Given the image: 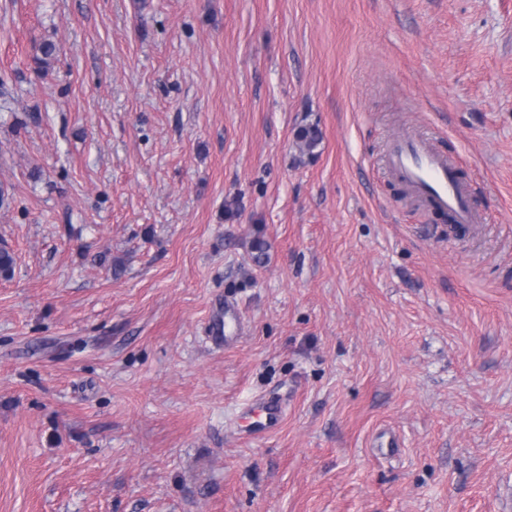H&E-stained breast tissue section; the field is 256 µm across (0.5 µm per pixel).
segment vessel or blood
Wrapping results in <instances>:
<instances>
[{
	"label": "vessel or blood",
	"mask_w": 512,
	"mask_h": 512,
	"mask_svg": "<svg viewBox=\"0 0 512 512\" xmlns=\"http://www.w3.org/2000/svg\"><path fill=\"white\" fill-rule=\"evenodd\" d=\"M387 163L415 198L434 210L451 213L457 224L479 223V216L469 206L467 188L458 179L454 166L425 140L412 136L394 140ZM247 412L262 415L264 427L270 428L281 420L283 407L278 401L260 399L248 405Z\"/></svg>",
	"instance_id": "1"
}]
</instances>
